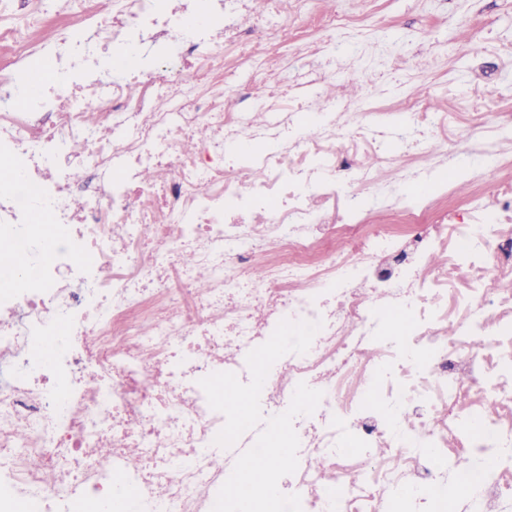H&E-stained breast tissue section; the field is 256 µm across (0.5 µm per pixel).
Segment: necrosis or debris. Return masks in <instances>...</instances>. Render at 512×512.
Returning <instances> with one entry per match:
<instances>
[{
    "instance_id": "obj_1",
    "label": "necrosis or debris",
    "mask_w": 512,
    "mask_h": 512,
    "mask_svg": "<svg viewBox=\"0 0 512 512\" xmlns=\"http://www.w3.org/2000/svg\"><path fill=\"white\" fill-rule=\"evenodd\" d=\"M226 2L83 0L75 25L72 0H0V46L27 48L0 65V241L28 254L0 251L16 282L0 287V512H110L131 485L134 512H211L257 433L215 445L225 417L199 381H249L247 353L285 318L323 323L260 397L268 418L299 383L323 393L293 422L302 512H438L453 481L459 512H512V192L470 200L466 222L410 202L400 184L435 165L369 168L347 147L350 119L377 135L378 103L300 127L264 61L259 111H227L225 45L263 20ZM511 126L476 123L460 146L497 158ZM365 192L391 223H367Z\"/></svg>"
}]
</instances>
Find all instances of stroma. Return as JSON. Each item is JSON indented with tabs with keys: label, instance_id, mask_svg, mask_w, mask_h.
<instances>
[{
	"label": "stroma",
	"instance_id": "35a3bbf8",
	"mask_svg": "<svg viewBox=\"0 0 512 512\" xmlns=\"http://www.w3.org/2000/svg\"><path fill=\"white\" fill-rule=\"evenodd\" d=\"M279 11L266 37L242 34L224 57L228 95L253 106L252 59L274 56L276 80L291 87L307 116L319 107L369 97L388 108L393 129L418 126L422 149L447 157V174L467 167V190L453 204L512 185V137L501 138L504 168H473L470 155L454 154L452 144L469 124L512 113V0H278ZM341 14L358 24L344 37L310 26L307 16ZM469 19L468 54L456 47L458 19ZM310 52L297 56L294 44ZM437 107L439 119L424 117Z\"/></svg>",
	"mask_w": 512,
	"mask_h": 512
}]
</instances>
